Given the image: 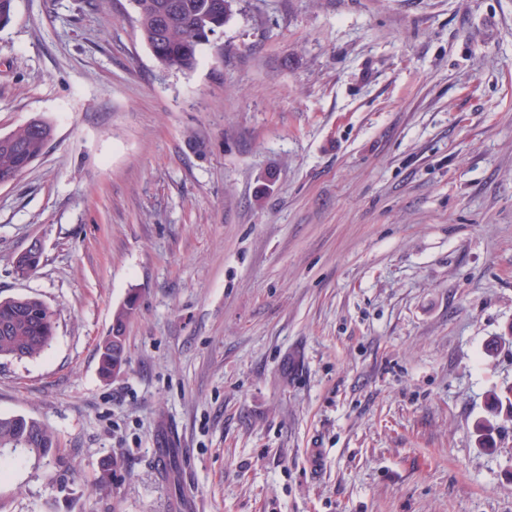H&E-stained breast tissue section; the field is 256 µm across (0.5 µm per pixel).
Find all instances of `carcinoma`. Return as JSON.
<instances>
[{
	"label": "carcinoma",
	"instance_id": "obj_1",
	"mask_svg": "<svg viewBox=\"0 0 512 512\" xmlns=\"http://www.w3.org/2000/svg\"><path fill=\"white\" fill-rule=\"evenodd\" d=\"M238 0H133L134 23L155 61L165 70L194 68L201 46L224 27ZM53 125L41 118L0 137V183L14 180L41 157L53 136ZM135 306V296L114 312L112 335L101 347L100 372L109 377L126 363L125 326ZM54 312L34 296L0 300V358L23 359L40 355L53 339ZM512 410V386L493 391L488 406L493 414L503 406ZM40 468L60 458L54 433L25 416L0 417V457L5 449Z\"/></svg>",
	"mask_w": 512,
	"mask_h": 512
}]
</instances>
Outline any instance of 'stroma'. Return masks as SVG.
Masks as SVG:
<instances>
[{"instance_id":"35a3bbf8","label":"stroma","mask_w":512,"mask_h":512,"mask_svg":"<svg viewBox=\"0 0 512 512\" xmlns=\"http://www.w3.org/2000/svg\"><path fill=\"white\" fill-rule=\"evenodd\" d=\"M133 17L0 29V135L54 126L0 185V298L56 321L0 416L71 465L1 458L7 512H512V418L476 432L512 385V0H241L188 71ZM135 306V296L131 295L127 301L114 312L112 335L101 347L100 372L104 377H110L121 370L126 363V336L125 326L128 316Z\"/></svg>"}]
</instances>
